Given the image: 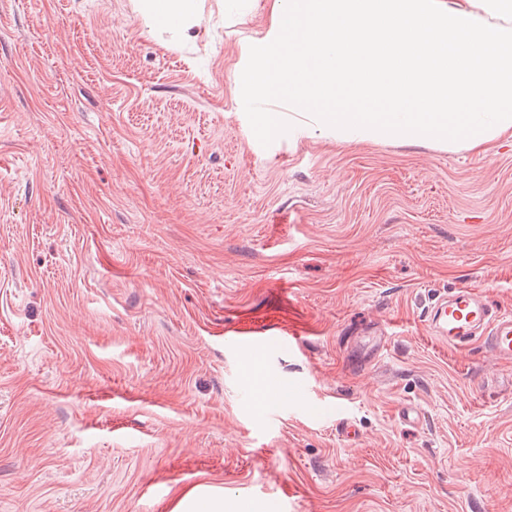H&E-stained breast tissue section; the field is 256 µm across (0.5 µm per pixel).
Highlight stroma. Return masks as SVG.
<instances>
[{"label":"stroma","instance_id":"1","mask_svg":"<svg viewBox=\"0 0 512 512\" xmlns=\"http://www.w3.org/2000/svg\"><path fill=\"white\" fill-rule=\"evenodd\" d=\"M258 2L174 42L135 0H0V512H512V362L423 321L512 312V140L262 146Z\"/></svg>","mask_w":512,"mask_h":512}]
</instances>
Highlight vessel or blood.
I'll list each match as a JSON object with an SVG mask.
<instances>
[{
  "label": "vessel or blood",
  "instance_id": "vessel-or-blood-1",
  "mask_svg": "<svg viewBox=\"0 0 512 512\" xmlns=\"http://www.w3.org/2000/svg\"><path fill=\"white\" fill-rule=\"evenodd\" d=\"M426 322L439 341L465 346L484 339L499 359L512 362V314L494 310L481 293L464 288L436 297Z\"/></svg>",
  "mask_w": 512,
  "mask_h": 512
}]
</instances>
